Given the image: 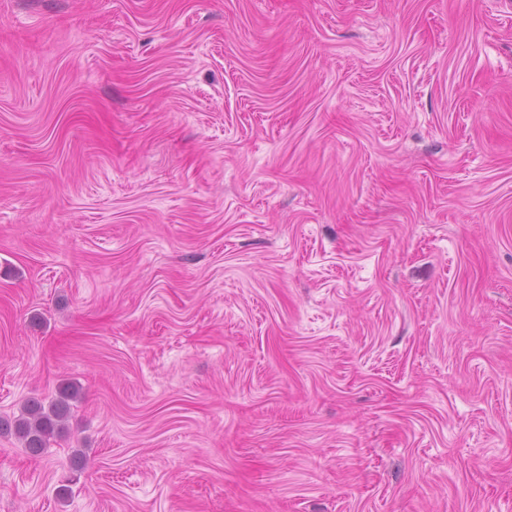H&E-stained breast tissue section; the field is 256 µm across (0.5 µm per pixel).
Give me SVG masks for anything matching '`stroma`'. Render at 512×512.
Here are the masks:
<instances>
[{"label":"stroma","instance_id":"35a3bbf8","mask_svg":"<svg viewBox=\"0 0 512 512\" xmlns=\"http://www.w3.org/2000/svg\"><path fill=\"white\" fill-rule=\"evenodd\" d=\"M69 382L0 512H512V0H0V418Z\"/></svg>","mask_w":512,"mask_h":512}]
</instances>
